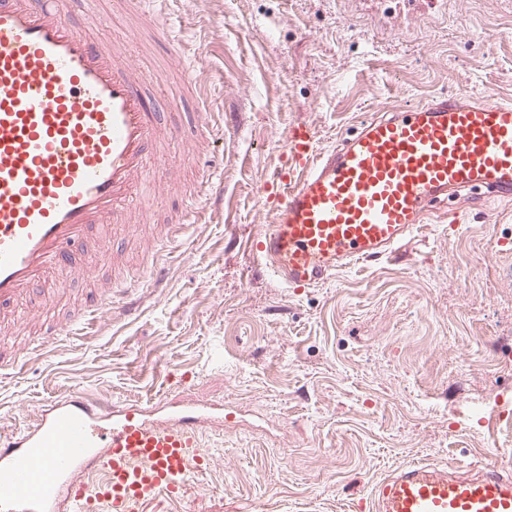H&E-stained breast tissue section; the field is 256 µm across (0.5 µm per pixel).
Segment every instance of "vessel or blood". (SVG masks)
Wrapping results in <instances>:
<instances>
[{
	"label": "vessel or blood",
	"instance_id": "b4317fda",
	"mask_svg": "<svg viewBox=\"0 0 512 512\" xmlns=\"http://www.w3.org/2000/svg\"><path fill=\"white\" fill-rule=\"evenodd\" d=\"M71 2L0 0V322L19 332L24 303L53 305L42 288L50 276L102 265L112 281L93 313L135 314L139 285L112 241L146 226L164 205L161 181L184 165L165 148L183 133L162 120L173 100L144 91L163 73L141 68L133 43L104 38L97 0H84L80 28ZM131 13L170 36L162 13ZM206 73L200 59L181 74L200 104ZM285 147L287 169L264 186L272 222L248 247L297 290L390 258L430 207L458 192L512 199L511 102L441 96L369 119L328 149L296 124ZM199 214L195 202L177 211L148 254L174 246ZM223 422L214 404L53 400L28 426L0 432V512H139L179 498L211 465L204 427ZM368 512H512V474L406 463L375 483Z\"/></svg>",
	"mask_w": 512,
	"mask_h": 512
}]
</instances>
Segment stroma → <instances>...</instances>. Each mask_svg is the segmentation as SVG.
I'll use <instances>...</instances> for the list:
<instances>
[{
	"label": "stroma",
	"mask_w": 512,
	"mask_h": 512,
	"mask_svg": "<svg viewBox=\"0 0 512 512\" xmlns=\"http://www.w3.org/2000/svg\"><path fill=\"white\" fill-rule=\"evenodd\" d=\"M168 14L207 106L224 115L211 170L184 179L206 207L140 291L132 319L99 314L0 367V428L26 426L73 391L106 402L223 401L235 428H206L213 461L179 499L143 512H361L397 465L512 463V201L459 198L388 259L300 292L247 241L272 220L260 189L311 124L321 148L371 115L439 95L512 100V0H142Z\"/></svg>",
	"instance_id": "obj_1"
}]
</instances>
